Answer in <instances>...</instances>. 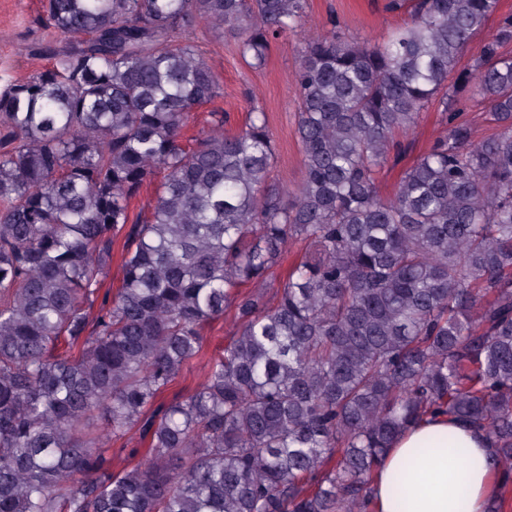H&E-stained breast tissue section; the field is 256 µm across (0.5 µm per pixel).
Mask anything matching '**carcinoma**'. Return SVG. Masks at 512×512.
<instances>
[{"mask_svg":"<svg viewBox=\"0 0 512 512\" xmlns=\"http://www.w3.org/2000/svg\"><path fill=\"white\" fill-rule=\"evenodd\" d=\"M408 4L380 42L334 19L304 41L290 192L260 107L186 135L223 96L188 36L225 28L257 69L307 0H44L71 41L0 93V512H370L384 452L438 410L483 428L512 475V14L460 69L497 0L387 8ZM462 101L494 132L475 140ZM431 108L445 135L383 194L396 135ZM203 357L197 388L160 404ZM134 429L148 459L117 473ZM234 331V319L232 312L227 311L223 317L206 327L203 332L205 349L207 354L219 353Z\"/></svg>","mask_w":512,"mask_h":512,"instance_id":"obj_1","label":"carcinoma"}]
</instances>
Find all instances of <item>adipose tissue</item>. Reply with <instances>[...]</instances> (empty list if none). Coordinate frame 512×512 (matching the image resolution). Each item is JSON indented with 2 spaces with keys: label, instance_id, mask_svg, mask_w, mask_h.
Returning a JSON list of instances; mask_svg holds the SVG:
<instances>
[{
  "label": "adipose tissue",
  "instance_id": "ef3b65f1",
  "mask_svg": "<svg viewBox=\"0 0 512 512\" xmlns=\"http://www.w3.org/2000/svg\"><path fill=\"white\" fill-rule=\"evenodd\" d=\"M487 434L446 412L403 430L371 485L372 512H487L497 497Z\"/></svg>",
  "mask_w": 512,
  "mask_h": 512
}]
</instances>
